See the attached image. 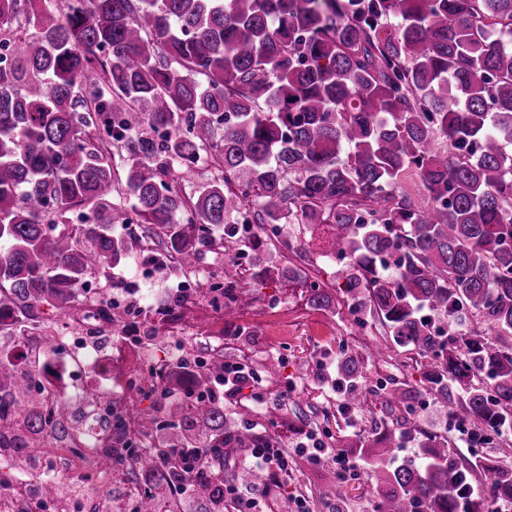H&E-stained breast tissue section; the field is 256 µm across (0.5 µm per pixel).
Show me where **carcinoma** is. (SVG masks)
Returning <instances> with one entry per match:
<instances>
[{
	"instance_id": "cac0c4a2",
	"label": "carcinoma",
	"mask_w": 512,
	"mask_h": 512,
	"mask_svg": "<svg viewBox=\"0 0 512 512\" xmlns=\"http://www.w3.org/2000/svg\"><path fill=\"white\" fill-rule=\"evenodd\" d=\"M0 317L14 335L41 326L42 307L73 308L91 271L140 251L146 224L193 266L199 246L245 219L331 229V251L355 260L347 294L386 328L384 342L419 359L427 390L477 431L512 426V0H0ZM448 142V151L434 142ZM209 162L197 194L182 174ZM412 171L430 205L390 187ZM124 185L132 200H114ZM77 206L95 222L62 231ZM396 255L381 272L372 259ZM467 318L494 336L430 331L425 313ZM359 356L343 352L347 402L363 397ZM224 362L199 366L203 391ZM36 368L0 357V442L26 467L47 430L82 417L46 412ZM412 408L414 388H384ZM162 442L199 430L230 458L257 443L242 422L199 404L166 411ZM405 432L342 450L374 472L370 512H489L512 500V440L460 467L448 440ZM135 467L155 485L181 475ZM485 492L465 494L463 474ZM319 496L348 498L336 477Z\"/></svg>"
}]
</instances>
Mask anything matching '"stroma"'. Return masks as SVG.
<instances>
[{"mask_svg": "<svg viewBox=\"0 0 512 512\" xmlns=\"http://www.w3.org/2000/svg\"><path fill=\"white\" fill-rule=\"evenodd\" d=\"M284 242L261 239L258 248L217 251L204 248L195 269L203 278L223 277L225 270L246 262L247 278L238 288L237 314L225 320L223 308L209 303L204 295L184 300L177 296V285L184 268L172 265L144 274L136 258L117 264H106L90 274L89 279L103 297L122 296L149 311L148 321L134 323L121 307L113 308L117 330L101 331L102 346L110 353V379L101 383L99 376L88 382L99 397H108L117 390L118 375L145 372L154 361L168 357L171 340H179L200 349L218 346L224 361L248 355L250 364L262 377L265 404L261 407L225 405L228 419L252 422L257 432L282 436L285 444L299 440L312 430H324L332 440L361 435L372 437L386 428H399L418 435L433 432L448 437V456L465 462L472 454L450 440V417L426 390L423 370L414 360L399 352L386 357H366L368 345L383 340L385 331L373 318H365V335H357L351 323L345 291L346 267L328 258L326 233L303 234L300 224L284 225ZM303 269L307 281L319 283L330 296L328 307L311 304L305 289L288 281L283 268ZM138 331L152 337L151 347H128L116 340V333ZM363 354V382L377 388L394 380L413 384L419 391L416 411L405 412L385 405L381 396L351 413L341 409V397L330 384L317 378L319 362L338 363L339 345ZM295 384L293 393H286V384ZM280 406L277 421H270L267 409Z\"/></svg>", "mask_w": 512, "mask_h": 512, "instance_id": "obj_1", "label": "stroma"}]
</instances>
